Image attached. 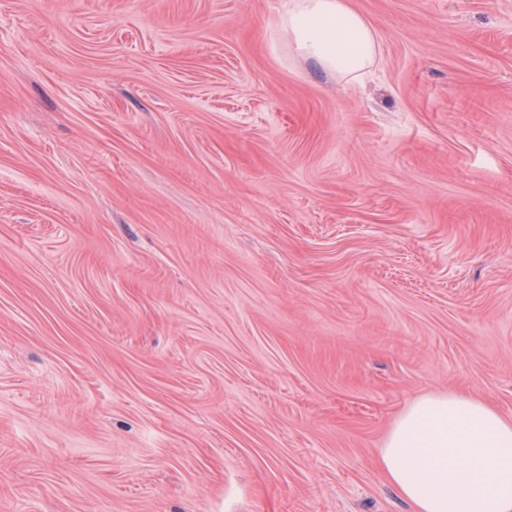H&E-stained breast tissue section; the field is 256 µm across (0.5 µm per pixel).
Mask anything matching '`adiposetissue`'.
Wrapping results in <instances>:
<instances>
[{"label": "adipose tissue", "instance_id": "obj_1", "mask_svg": "<svg viewBox=\"0 0 512 512\" xmlns=\"http://www.w3.org/2000/svg\"><path fill=\"white\" fill-rule=\"evenodd\" d=\"M280 27L298 52L338 76L377 60L374 31L345 0H293ZM379 455L413 512H512V419L483 400L449 392L415 399Z\"/></svg>", "mask_w": 512, "mask_h": 512}]
</instances>
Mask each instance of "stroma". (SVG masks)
I'll return each mask as SVG.
<instances>
[{"instance_id":"1","label":"stroma","mask_w":512,"mask_h":512,"mask_svg":"<svg viewBox=\"0 0 512 512\" xmlns=\"http://www.w3.org/2000/svg\"><path fill=\"white\" fill-rule=\"evenodd\" d=\"M0 0V512H411L417 397L512 418V0ZM345 0H293L280 28L296 50L325 72L356 77L377 60L374 31Z\"/></svg>"}]
</instances>
